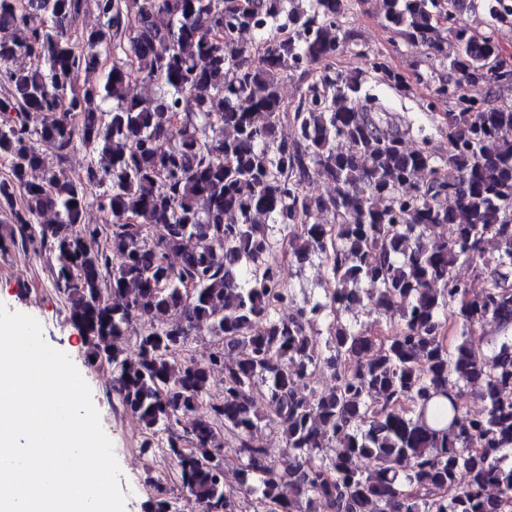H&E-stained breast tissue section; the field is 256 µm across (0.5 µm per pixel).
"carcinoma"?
Returning a JSON list of instances; mask_svg holds the SVG:
<instances>
[{"mask_svg": "<svg viewBox=\"0 0 512 512\" xmlns=\"http://www.w3.org/2000/svg\"><path fill=\"white\" fill-rule=\"evenodd\" d=\"M379 2L381 27L427 48L451 104L443 153L376 94L412 91L385 56L360 50L365 74L334 67L360 46L347 0H94L90 26L88 0H0V202L21 197V242L54 255L88 361H112L123 410L167 433L203 512H238V493L261 512H512V105L467 93L501 88L490 63L512 0ZM465 6L488 14L486 33L455 27ZM243 32L257 41L239 45ZM47 150L85 151V180L46 167ZM317 179L330 194L309 189ZM93 200L120 222L85 223ZM285 256L318 257L333 287L298 302ZM369 304L380 318L344 322ZM203 327L218 348L179 358ZM262 421L281 448L258 439Z\"/></svg>", "mask_w": 512, "mask_h": 512, "instance_id": "cac0c4a2", "label": "carcinoma"}]
</instances>
